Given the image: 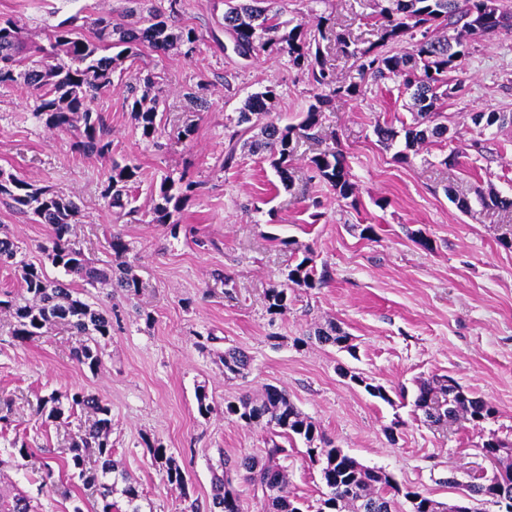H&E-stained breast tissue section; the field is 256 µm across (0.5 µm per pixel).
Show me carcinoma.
I'll return each instance as SVG.
<instances>
[{"label": "carcinoma", "mask_w": 512, "mask_h": 512, "mask_svg": "<svg viewBox=\"0 0 512 512\" xmlns=\"http://www.w3.org/2000/svg\"><path fill=\"white\" fill-rule=\"evenodd\" d=\"M274 0H227L224 11V33L230 37L233 52L250 58L262 51L277 50L288 54V63L299 71L313 91V102L301 121L281 126L269 121L260 133L247 137L253 117L272 111L279 95L278 85L270 84L263 91L248 96L239 108L235 130L224 150L222 167L236 164L237 146L264 155L283 186L290 181L289 169L294 155V139L319 138L320 114L337 96L358 98L364 94V84L390 81L398 93L409 96L413 122L376 126L374 133L386 149L404 139V149L395 152V159H408L414 150L431 139L448 133V113L441 111L443 101L452 98L461 84L451 83L448 73L459 69L465 56L464 47L470 36L493 34L512 25V16L502 11L498 0H378L376 22L380 25V41L367 47L353 46L339 37L341 53L353 60L360 81L338 84L322 56V42L331 36L325 27L326 18L318 19L315 27L303 22L295 25L280 20L282 10L272 7ZM69 17L59 22L46 35V42L28 40L11 19H0V85L17 86L30 91L37 102L36 115L50 130L67 134L73 152L100 159L111 158V142L97 100L114 86V74L130 69L144 49L166 52L182 45L187 53L196 50L199 41L192 28L177 31L169 27L164 17L153 11L143 18L140 27L129 28L100 17L95 19L89 34L80 32ZM456 28L455 44L439 32ZM162 77L147 72L137 73L125 84L126 99L141 138L151 142L165 129L164 113L160 110ZM309 168L324 183L343 198L356 197V187L345 157L340 150L324 151L309 160ZM140 168L135 164L112 161L102 183V196L119 217H135L140 208L134 205L131 188L138 183ZM197 182L183 173L174 180H161L158 199L154 200L151 222L168 224L173 213L179 212L190 199ZM0 197L11 200L12 207L22 214H31L39 223L49 225L51 246L46 255L51 265L67 275H73L86 285L111 284L130 295L141 288L139 277L130 266L114 270L99 267L77 248L69 238L70 226L78 206L72 196L50 186H37L24 177L0 171ZM448 199L463 212L472 210L476 202L483 208L512 209V200L496 194H486L479 187L474 197L454 193ZM172 224V223H170ZM177 227V224H172ZM21 288L16 295L0 298V314L10 318V334L25 343L42 334L52 325H62L78 337L74 350L76 361L89 370L101 364L103 348L112 336V320L103 312L73 294L64 282L49 277L43 266L18 261ZM327 271H317L313 254L305 255L288 272L287 280L303 288H315L325 282ZM268 309L281 314L288 309V289H272ZM322 345L335 346L354 352L351 336L334 322L318 326L313 332ZM224 376H240L249 367V357L238 348H227L219 355ZM414 412L430 424L442 418L454 417V422L467 421L477 427L492 417L495 409L488 402L464 390L452 378L434 375L417 385L413 401ZM81 410L94 416L68 448L65 465L72 470L71 478L82 484L100 488L101 504L95 512H146L145 496L127 474L118 471L112 460L111 410L98 396L84 390L52 392L42 400L41 412L49 419H61L65 411ZM224 415L246 426H265L288 441L299 439L305 444V454L317 467L327 493L320 500L317 512H366L365 504L381 501L385 512H398L397 497L409 503V512H448V503L426 494L401 487L387 472L370 468L349 456L327 439L316 423L303 414L290 400L285 389L268 384L260 395H244L224 404ZM479 449L498 465L499 488L487 484L484 478L473 476L468 495L495 499L499 494L510 500L505 512H512V441L491 433ZM155 463L165 471L168 484L181 491L186 506L183 512H200L198 499L192 498L184 471L160 445L148 446ZM286 448L277 442L257 458L241 455L223 459L224 468L245 472V478L262 492L263 512H303L300 499L287 490L285 470L280 464ZM96 455L100 470L86 469V459ZM124 483L121 495L126 509L119 510L112 500L118 483ZM0 512H35L31 498L21 492H5L0 487ZM206 512H240L239 498L229 479L214 478L211 500Z\"/></svg>", "instance_id": "obj_1"}]
</instances>
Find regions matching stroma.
Segmentation results:
<instances>
[{"label": "stroma", "mask_w": 512, "mask_h": 512, "mask_svg": "<svg viewBox=\"0 0 512 512\" xmlns=\"http://www.w3.org/2000/svg\"><path fill=\"white\" fill-rule=\"evenodd\" d=\"M286 19L313 23L329 17L337 33L358 46L375 42L374 0H287ZM167 0H0V18L13 19L25 37L41 41L51 26L71 16L137 24L143 10H167ZM224 0H182L173 27L192 28L201 41L193 57L179 50L148 51L144 59L163 84L166 129L143 141L125 104L129 74L115 77L99 99L112 155L139 165L136 204L149 211L161 178L189 170L199 186L173 225L119 219L100 195L107 162L72 152L66 135L49 130L24 89L0 86V170L72 195L79 207L70 237L101 264L132 265L143 286L129 297L110 285L75 282L80 297L112 317V337L102 363L89 371L77 363L78 339L63 326L20 343L0 314V402L12 404L11 426L0 433V469L13 487L36 492L37 512H72L74 499L92 507L94 489L76 486L71 497L37 493L43 462L61 467L70 436L85 414L68 422L47 420L40 401L51 392L82 389L99 396L112 413V458L137 481L153 512H182L178 488L168 485L148 453L159 444L190 479L195 498L207 502L223 457L259 455L269 430L225 417L226 401L260 394L273 384L310 417L336 446L362 464L385 470L403 487L452 502L462 483L480 473L484 436L512 440V251L498 236L512 225V210L474 206L458 211L446 186H473L512 197V127L483 130L478 112H512V27L477 34L452 77L463 89L447 100L446 138L395 161L374 133L376 125L412 116L393 83L369 84L364 96L336 97L321 114L320 141L300 140L289 188L261 156L239 151L222 169L234 117L247 95L278 84L270 120L298 123L312 100L306 79L286 53L266 51L244 60L211 38ZM202 99L193 107L188 97ZM192 126L191 136L177 131ZM480 140L481 149L471 146ZM343 150L356 185V203L341 199L313 178L310 157ZM457 165H444L446 156ZM323 216L311 223L313 201ZM374 225V239L361 231ZM17 238L27 262L46 264L48 225L17 213L0 199V232ZM130 245L121 256L108 241ZM310 250L331 277L315 288L288 287L287 274ZM223 272L224 281L213 278ZM287 288L284 314H271L266 294ZM335 322L355 346L348 353L309 342V331ZM214 336L212 349L198 346ZM238 347L249 371L229 379L218 351ZM382 386L389 401L370 396L350 374ZM453 378L491 403L493 418L447 431L416 418L412 396L418 380ZM205 386L212 411L200 416L196 390ZM25 437L31 457L12 446ZM288 488L316 512L326 491L302 441L288 448Z\"/></svg>", "instance_id": "stroma-1"}]
</instances>
